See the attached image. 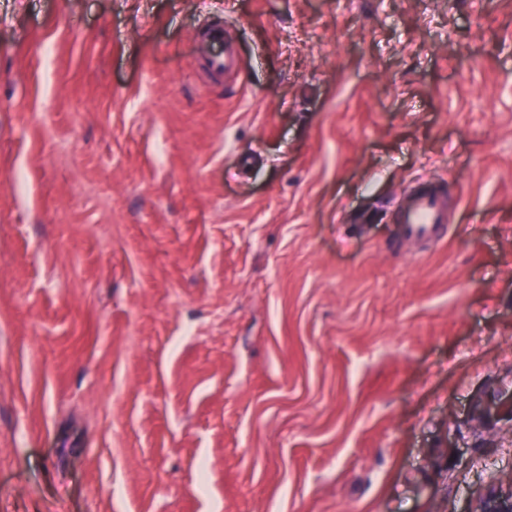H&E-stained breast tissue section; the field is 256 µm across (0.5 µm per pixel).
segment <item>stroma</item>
<instances>
[{
    "label": "stroma",
    "mask_w": 512,
    "mask_h": 512,
    "mask_svg": "<svg viewBox=\"0 0 512 512\" xmlns=\"http://www.w3.org/2000/svg\"><path fill=\"white\" fill-rule=\"evenodd\" d=\"M511 391L512 0H0V512H477ZM447 222L440 190L433 184L420 187L399 215V223L404 224V234L410 240L430 241L440 225Z\"/></svg>",
    "instance_id": "stroma-1"
}]
</instances>
